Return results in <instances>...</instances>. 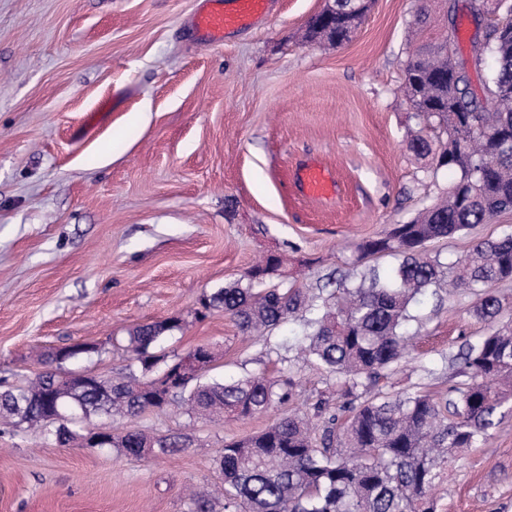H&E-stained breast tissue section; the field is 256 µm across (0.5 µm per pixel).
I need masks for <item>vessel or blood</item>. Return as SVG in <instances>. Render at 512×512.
I'll list each match as a JSON object with an SVG mask.
<instances>
[{"label":"vessel or blood","mask_w":512,"mask_h":512,"mask_svg":"<svg viewBox=\"0 0 512 512\" xmlns=\"http://www.w3.org/2000/svg\"><path fill=\"white\" fill-rule=\"evenodd\" d=\"M269 0H233L225 7L224 0H202L193 19L196 35L208 42H220L226 31L250 25L266 12ZM303 194L317 199L331 198L336 179L318 163H303L296 170Z\"/></svg>","instance_id":"obj_1"}]
</instances>
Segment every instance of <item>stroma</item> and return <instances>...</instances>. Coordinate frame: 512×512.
<instances>
[{
	"instance_id": "1",
	"label": "stroma",
	"mask_w": 512,
	"mask_h": 512,
	"mask_svg": "<svg viewBox=\"0 0 512 512\" xmlns=\"http://www.w3.org/2000/svg\"><path fill=\"white\" fill-rule=\"evenodd\" d=\"M468 0H375L339 46L308 42L327 0H272L223 42L196 38L198 0H0V377L22 383L39 354L84 341L106 353L76 363L110 376L128 329L184 321L168 349L212 348L217 374L299 381L296 406L343 404L336 379L305 360L299 321L243 337L203 295L270 254L283 280L317 293L395 258H360L362 241L413 219L457 179L407 147L422 127L403 92L409 55L444 32L417 31ZM336 178L329 201L304 196L296 166ZM512 232V211L430 244L452 262L475 241ZM473 295L442 288L410 309L409 355L383 392L447 399L466 378L460 353L489 325ZM270 422L261 414L192 420L175 410L118 430L185 435L160 457L61 445L31 429L0 436V512H190L191 494L222 487L225 442ZM437 512H512V413L435 481Z\"/></svg>"
}]
</instances>
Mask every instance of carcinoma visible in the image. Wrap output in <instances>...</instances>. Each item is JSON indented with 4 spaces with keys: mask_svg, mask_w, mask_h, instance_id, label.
I'll return each instance as SVG.
<instances>
[{
    "mask_svg": "<svg viewBox=\"0 0 512 512\" xmlns=\"http://www.w3.org/2000/svg\"><path fill=\"white\" fill-rule=\"evenodd\" d=\"M370 6L360 0H328L334 15L327 28L313 19L310 41L332 44L361 25ZM477 61L492 59L488 96L470 88L466 63L454 65L444 51L448 39L419 46L407 61V99L425 121L409 148L452 167L460 176L446 196L406 224L362 243L363 255L391 253L399 262L374 269L369 282H341L327 294L310 296L300 288L267 284L281 260L267 258L244 279L201 299L210 312L232 319L244 335L271 331L296 315L303 317L307 360L336 375V391L350 399V416L324 420L319 440L296 413L275 415L262 432L224 445L219 470L223 506L208 496L193 499L191 512H436L432 487L448 456L486 438L504 408L512 409V320L493 285L512 281V234L478 241L461 259L443 263L427 246L452 238L476 224L512 210V0H469ZM450 283L477 297L476 314L491 324L490 333L462 355L469 378L442 402L426 394L375 392L381 378L394 373L407 353L406 325L417 296ZM183 327L180 318L128 330L126 372L99 377L90 386L66 378L54 351L42 359L45 369L26 385L0 378V419L10 432L38 428L62 444H84L93 416L130 418L172 406L193 419L265 414L296 399V383L248 375L224 381L204 374L183 379L154 402L146 387L181 368L185 357L165 351L168 335ZM73 415L69 431L58 432L48 412ZM110 445L125 457L167 455L184 447L173 439H153L140 431L113 434Z\"/></svg>",
    "mask_w": 512,
    "mask_h": 512,
    "instance_id": "obj_1",
    "label": "carcinoma"
}]
</instances>
